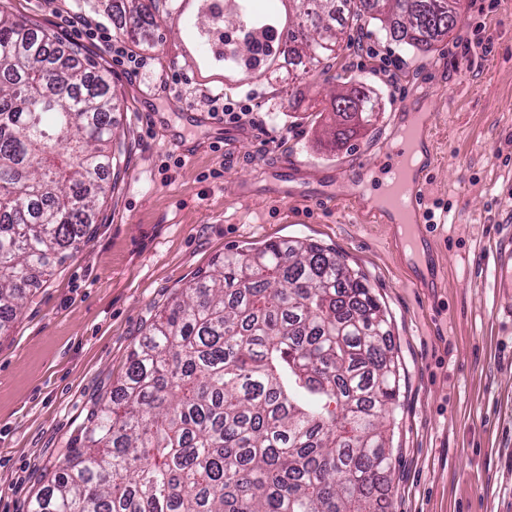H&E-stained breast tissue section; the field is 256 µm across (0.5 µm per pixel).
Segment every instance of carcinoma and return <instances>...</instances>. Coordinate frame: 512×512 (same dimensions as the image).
<instances>
[{
    "label": "carcinoma",
    "instance_id": "cac0c4a2",
    "mask_svg": "<svg viewBox=\"0 0 512 512\" xmlns=\"http://www.w3.org/2000/svg\"><path fill=\"white\" fill-rule=\"evenodd\" d=\"M183 2L122 0L123 28L152 48L158 20L181 19L205 53L212 11ZM292 2L282 18L222 0L224 72L251 80L288 54L310 80L364 14L423 53L460 22L449 0ZM334 104L374 115L361 82ZM114 111L81 47L0 9V330L94 236L125 154ZM390 328L369 282L316 243L224 253L154 317L30 512H387Z\"/></svg>",
    "mask_w": 512,
    "mask_h": 512
}]
</instances>
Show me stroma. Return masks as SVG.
Segmentation results:
<instances>
[{
    "label": "stroma",
    "mask_w": 512,
    "mask_h": 512,
    "mask_svg": "<svg viewBox=\"0 0 512 512\" xmlns=\"http://www.w3.org/2000/svg\"><path fill=\"white\" fill-rule=\"evenodd\" d=\"M7 2L106 72L128 151L94 237L0 334V512H27L180 288L226 251L286 240L316 242L360 269L391 316L403 375L389 512H512V288L495 279L497 265H512V0H461L459 27L427 54L368 18L347 23L310 85L284 75L200 82L181 21L143 50L119 33L111 0ZM66 13L106 28L123 55L60 27ZM358 80L377 118L334 144L333 97ZM433 87L441 95L427 96ZM217 93L253 95L258 125L192 123ZM415 112L438 119L423 224L443 280L432 294L411 286L395 224L359 188L365 174H387L383 146ZM181 132L183 151L166 139ZM284 163L294 177L279 183L270 172ZM321 189L337 204L311 202Z\"/></svg>",
    "instance_id": "stroma-1"
}]
</instances>
